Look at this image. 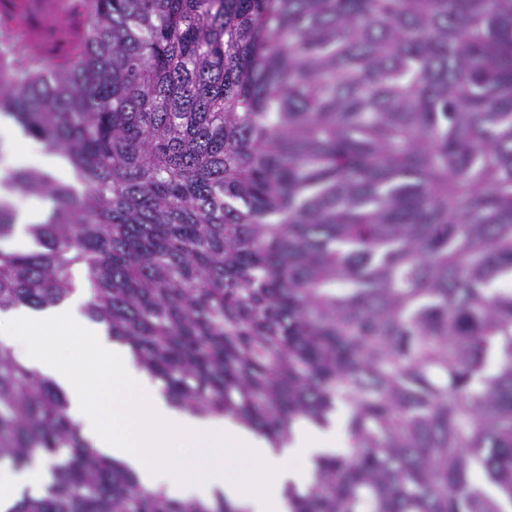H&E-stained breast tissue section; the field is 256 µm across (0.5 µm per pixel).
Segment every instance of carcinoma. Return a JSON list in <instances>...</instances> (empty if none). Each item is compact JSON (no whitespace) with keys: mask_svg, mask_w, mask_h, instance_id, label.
Listing matches in <instances>:
<instances>
[{"mask_svg":"<svg viewBox=\"0 0 512 512\" xmlns=\"http://www.w3.org/2000/svg\"><path fill=\"white\" fill-rule=\"evenodd\" d=\"M92 2L60 65L0 27V112L73 175L11 172L54 207L0 311L81 264L179 406L275 447L346 410L291 512H512V0ZM37 456L12 512H240L141 487L0 348V463Z\"/></svg>","mask_w":512,"mask_h":512,"instance_id":"carcinoma-1","label":"carcinoma"}]
</instances>
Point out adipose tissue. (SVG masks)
<instances>
[{
  "label": "adipose tissue",
  "instance_id": "adipose-tissue-1",
  "mask_svg": "<svg viewBox=\"0 0 512 512\" xmlns=\"http://www.w3.org/2000/svg\"><path fill=\"white\" fill-rule=\"evenodd\" d=\"M88 301L87 291L78 288L53 307L0 312V346L65 394L80 436L123 463L148 490L204 504L221 496L240 512H289L286 485L306 488L315 457L335 450V425L297 422L289 443L275 450L256 431L175 406L162 382L135 364L129 347L113 341L104 324L87 314ZM59 335L70 337L71 355L53 356L43 348L44 340ZM87 340L95 358L80 374L73 355ZM170 448L202 455L182 463L167 456ZM51 480L40 459L20 471L0 472V512H9L23 494H42Z\"/></svg>",
  "mask_w": 512,
  "mask_h": 512
}]
</instances>
